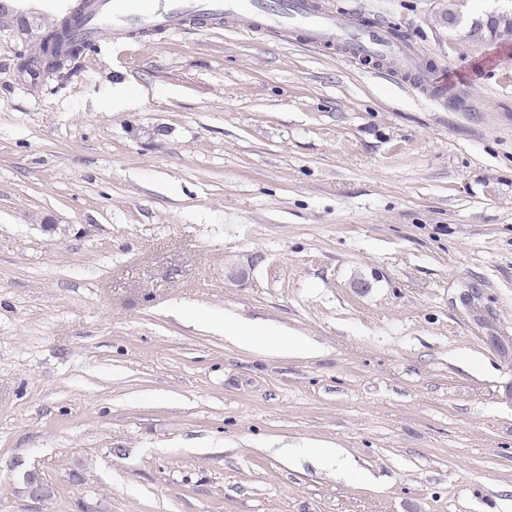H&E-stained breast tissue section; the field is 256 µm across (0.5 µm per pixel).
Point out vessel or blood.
<instances>
[{"mask_svg": "<svg viewBox=\"0 0 512 512\" xmlns=\"http://www.w3.org/2000/svg\"><path fill=\"white\" fill-rule=\"evenodd\" d=\"M239 17L252 18L259 28L294 30L317 49L342 42L355 58L402 52L390 31L358 25L345 12H323L313 0H93L75 35L90 43L107 33L127 38L164 30L174 35L188 24L203 28Z\"/></svg>", "mask_w": 512, "mask_h": 512, "instance_id": "b4317fda", "label": "vessel or blood"}]
</instances>
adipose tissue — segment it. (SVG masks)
Segmentation results:
<instances>
[{
    "mask_svg": "<svg viewBox=\"0 0 512 512\" xmlns=\"http://www.w3.org/2000/svg\"><path fill=\"white\" fill-rule=\"evenodd\" d=\"M215 327L235 344L277 354H309L313 347L300 337H287L284 330L271 323L243 322L231 317L214 319Z\"/></svg>",
    "mask_w": 512,
    "mask_h": 512,
    "instance_id": "adipose-tissue-1",
    "label": "adipose tissue"
}]
</instances>
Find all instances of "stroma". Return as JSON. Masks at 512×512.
Masks as SVG:
<instances>
[{
	"mask_svg": "<svg viewBox=\"0 0 512 512\" xmlns=\"http://www.w3.org/2000/svg\"><path fill=\"white\" fill-rule=\"evenodd\" d=\"M324 3L433 70L240 22L106 35L36 89L16 55L75 0H8L0 512H512V37L463 34L498 0ZM316 443L355 471L283 454ZM215 327L224 332V337L235 344L253 349H262L277 354H311L314 348L301 337H284L288 334L271 323H252L224 316V321L210 316Z\"/></svg>",
	"mask_w": 512,
	"mask_h": 512,
	"instance_id": "stroma-1",
	"label": "stroma"
}]
</instances>
